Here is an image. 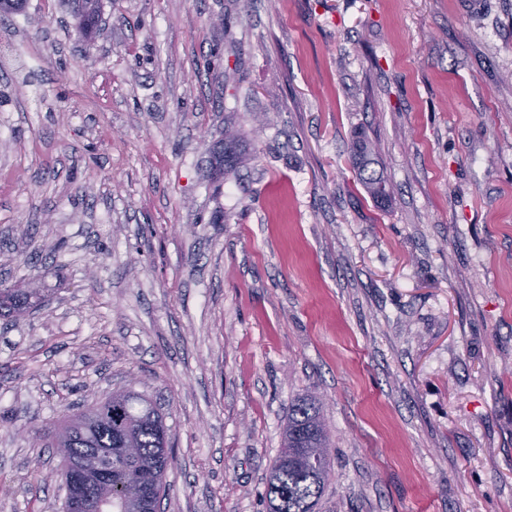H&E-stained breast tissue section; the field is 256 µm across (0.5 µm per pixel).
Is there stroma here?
Masks as SVG:
<instances>
[{
  "label": "stroma",
  "mask_w": 512,
  "mask_h": 512,
  "mask_svg": "<svg viewBox=\"0 0 512 512\" xmlns=\"http://www.w3.org/2000/svg\"><path fill=\"white\" fill-rule=\"evenodd\" d=\"M101 3L0 24V286L45 290L0 319V512H62L47 432L125 389L162 512H265L306 393L319 512H512V0ZM99 0H73L77 29L80 34L91 33L98 29L101 21ZM372 146L363 135L355 137L350 148V160L358 180L362 183L365 191L377 203H384L390 197L385 179L370 169Z\"/></svg>",
  "instance_id": "stroma-1"
}]
</instances>
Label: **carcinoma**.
<instances>
[{"mask_svg":"<svg viewBox=\"0 0 512 512\" xmlns=\"http://www.w3.org/2000/svg\"><path fill=\"white\" fill-rule=\"evenodd\" d=\"M81 34L98 29L99 0H73ZM372 146L363 135L355 137L350 160L358 180L376 202L390 197L385 179L370 169ZM42 300L39 288H0V317H17ZM68 440V454L60 455L62 477L70 462L85 456L106 455L108 484L89 485L83 494L98 512H137L143 492L140 475L152 477V501L166 494V473L172 463L171 428L146 397L124 393V402L93 400L67 417L59 429ZM331 435L313 396L297 398L288 409L279 456L271 469L266 491L274 512H316L331 474Z\"/></svg>","mask_w":512,"mask_h":512,"instance_id":"1","label":"carcinoma"}]
</instances>
